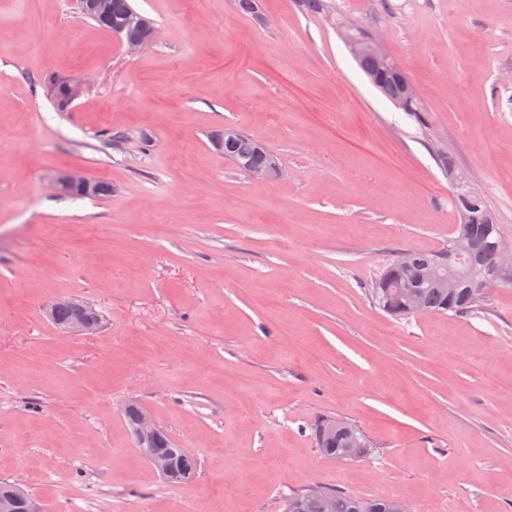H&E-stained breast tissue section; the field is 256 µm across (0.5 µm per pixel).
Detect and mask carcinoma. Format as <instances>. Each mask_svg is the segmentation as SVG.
<instances>
[{
	"label": "carcinoma",
	"instance_id": "carcinoma-1",
	"mask_svg": "<svg viewBox=\"0 0 512 512\" xmlns=\"http://www.w3.org/2000/svg\"><path fill=\"white\" fill-rule=\"evenodd\" d=\"M106 13L112 31L124 28L123 34L137 36L143 33L129 24V20L144 19L149 26L154 22L143 17L131 0H105ZM224 156L241 171L247 168H268L279 163L277 156L258 140L234 126L224 127ZM476 203L487 219L472 224L456 225L454 236L445 253L407 251L401 253L372 281L369 294L374 303L397 319L417 314H469L488 301L490 291L498 287H512V274L500 275L497 241L502 228L496 223L484 198L467 184L454 193V204L463 210ZM456 261L460 281L455 288L442 285L448 274V259ZM316 446L326 458L357 462L373 452V446L355 424L336 418H325L312 427ZM152 448L158 455L172 456L177 475L173 482H186L196 474L198 459L185 448L175 447L162 429L158 430ZM285 512H411L410 506L389 497L366 498L332 488H323L320 494L304 489L288 495Z\"/></svg>",
	"mask_w": 512,
	"mask_h": 512
}]
</instances>
